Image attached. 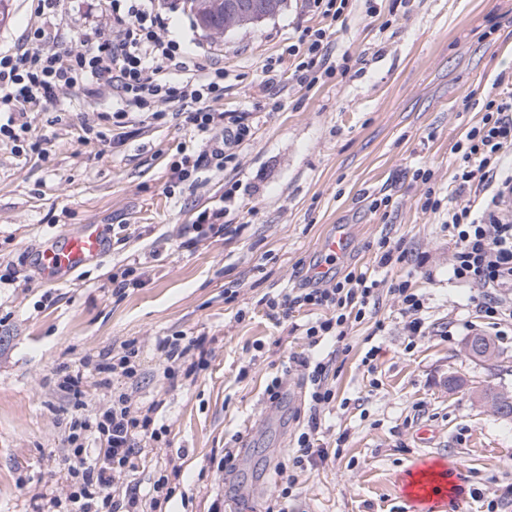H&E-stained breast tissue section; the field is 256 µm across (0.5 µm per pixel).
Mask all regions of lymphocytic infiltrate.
I'll return each instance as SVG.
<instances>
[{
	"instance_id": "obj_1",
	"label": "lymphocytic infiltrate",
	"mask_w": 512,
	"mask_h": 512,
	"mask_svg": "<svg viewBox=\"0 0 512 512\" xmlns=\"http://www.w3.org/2000/svg\"><path fill=\"white\" fill-rule=\"evenodd\" d=\"M103 24L79 34L80 49L59 51L67 0H37L34 21L20 43L0 49V142L27 143L41 153L39 140L30 135L27 113L41 112L64 94L97 86L111 93L112 124L123 127L130 113L158 119L163 105H189L187 115L203 146L197 156H183L172 168L174 183L196 182L201 168H224L232 157L222 145L224 97L223 68L190 61L154 0H99ZM452 182L468 203L448 212V232L455 251L448 265L452 279L478 288L477 306L492 320L512 321V92L487 99L480 122L454 146ZM379 280L364 272L329 278L326 287L301 288L272 297V315L286 318L305 307L327 309L324 318L309 322L305 338L310 346L342 343L350 319H363L375 309ZM309 416L298 434L289 466L280 467L282 499L296 485L295 472L324 464L338 456L335 448L318 438L320 415L335 401L328 385L333 362L306 359ZM156 405L134 406L128 393L114 395L111 403L72 417L67 440L73 447L67 473L69 482L57 483L42 498L54 512H140L137 487L116 497L118 484L144 443L157 440L159 428L152 416Z\"/></svg>"
}]
</instances>
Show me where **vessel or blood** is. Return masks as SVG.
Wrapping results in <instances>:
<instances>
[{
  "label": "vessel or blood",
  "mask_w": 512,
  "mask_h": 512,
  "mask_svg": "<svg viewBox=\"0 0 512 512\" xmlns=\"http://www.w3.org/2000/svg\"><path fill=\"white\" fill-rule=\"evenodd\" d=\"M347 243L346 227L337 225L321 243L323 261L310 270V282L325 281L330 270L344 258ZM107 249L108 239L104 229L97 224L83 225L44 248L39 257L41 275L50 283L65 282L78 270L98 263Z\"/></svg>",
  "instance_id": "b4317fda"
}]
</instances>
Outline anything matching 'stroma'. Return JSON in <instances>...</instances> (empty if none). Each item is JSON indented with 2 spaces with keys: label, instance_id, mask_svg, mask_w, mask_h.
<instances>
[{
  "label": "stroma",
  "instance_id": "stroma-1",
  "mask_svg": "<svg viewBox=\"0 0 512 512\" xmlns=\"http://www.w3.org/2000/svg\"><path fill=\"white\" fill-rule=\"evenodd\" d=\"M174 37L197 61L226 72L218 106L242 112L251 136L224 170L203 168L196 185H173L192 128L178 105L158 120L131 115L118 140L78 139L79 121L111 127L112 98L80 90L44 112H31V134L44 156L0 142V512H35L32 497L65 478L71 449L66 424L71 395L54 374L82 369L84 400L113 392L136 405L158 402L164 431L134 458L125 482L148 490L179 467L162 512H277L275 469L287 462L307 419L304 357L334 353L328 383L335 402L321 415L320 438L340 447L335 461L298 472L290 512H418L409 473L425 461L450 474L453 490L434 496V512H485L490 500L512 501V417L479 405L475 392L512 393V324L475 308L476 289L449 281L454 241L445 212H423L433 173L440 194L453 174V146L482 118L487 97L506 92L512 73V0H350L328 40L326 61L349 55L346 75L298 85L288 56L303 32L327 21L306 0H284L257 26L205 35L180 0H159ZM280 61L281 81L265 86V67ZM390 195L388 208L370 202ZM216 213L224 229L188 245L187 227ZM85 224L106 225L110 250L65 284L45 282L39 252ZM347 225L349 251L339 274L382 280L379 303L351 322L348 348L309 346L301 327L324 316L308 307L292 320L269 315V297L306 287L322 239ZM401 261L379 266L381 246ZM132 270L138 284L114 292ZM408 282L422 296L426 332L409 335L390 287ZM492 338L498 354L482 362L464 346ZM200 336L207 365L165 378L161 337ZM140 347L138 375L113 389L97 386L101 352ZM372 365L362 359L370 347ZM280 378L288 393L279 420L266 417V386ZM428 427L431 439L417 432ZM247 438L232 473L217 464Z\"/></svg>",
  "mask_w": 512,
  "mask_h": 512
}]
</instances>
